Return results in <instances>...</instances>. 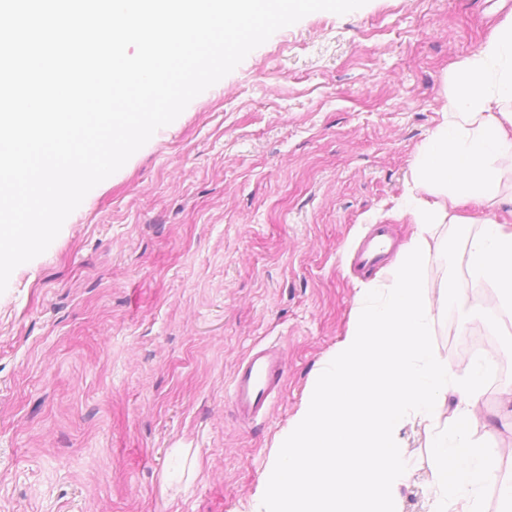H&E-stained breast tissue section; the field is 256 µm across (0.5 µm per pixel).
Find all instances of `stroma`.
Instances as JSON below:
<instances>
[{
	"mask_svg": "<svg viewBox=\"0 0 512 512\" xmlns=\"http://www.w3.org/2000/svg\"><path fill=\"white\" fill-rule=\"evenodd\" d=\"M512 0H368L282 28L94 187L48 250L0 294V512H256L276 445L346 335L364 284L349 256L374 224L398 242L413 165L442 121L446 75ZM491 200L428 237L434 343L484 332L500 374L471 436L512 476V314L442 290L467 281L470 217L512 224V162ZM284 349L267 413L233 412L253 348ZM400 432L415 470L399 512H429L428 446L451 424Z\"/></svg>",
	"mask_w": 512,
	"mask_h": 512,
	"instance_id": "35a3bbf8",
	"label": "stroma"
}]
</instances>
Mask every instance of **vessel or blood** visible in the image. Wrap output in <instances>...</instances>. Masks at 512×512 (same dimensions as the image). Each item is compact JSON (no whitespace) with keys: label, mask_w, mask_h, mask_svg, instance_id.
Returning a JSON list of instances; mask_svg holds the SVG:
<instances>
[{"label":"vessel or blood","mask_w":512,"mask_h":512,"mask_svg":"<svg viewBox=\"0 0 512 512\" xmlns=\"http://www.w3.org/2000/svg\"><path fill=\"white\" fill-rule=\"evenodd\" d=\"M389 244L386 225H377L355 259L356 267L376 269L385 259ZM284 375V360L275 347L251 350L240 362L233 381L231 406L245 421L257 418L267 411L272 395Z\"/></svg>","instance_id":"b4317fda"}]
</instances>
